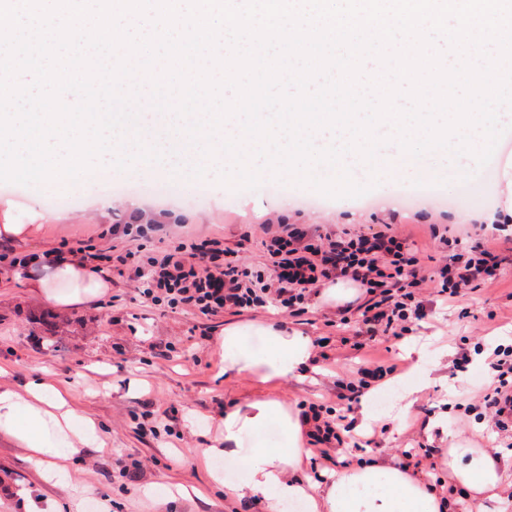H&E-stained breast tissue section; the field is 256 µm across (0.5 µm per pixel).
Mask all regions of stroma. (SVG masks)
Segmentation results:
<instances>
[{"label": "stroma", "mask_w": 512, "mask_h": 512, "mask_svg": "<svg viewBox=\"0 0 512 512\" xmlns=\"http://www.w3.org/2000/svg\"><path fill=\"white\" fill-rule=\"evenodd\" d=\"M448 188L408 201L401 184L379 186L358 198L320 203L319 193L298 186L288 196L235 191L211 184L198 191L194 181L180 179L183 197L155 199V209L171 217L172 224L192 230L197 237L223 231L224 244L241 247L249 262L260 261L262 251L251 237L253 224H306L326 230L349 217L370 223L371 205L394 195L397 223L406 224L414 239L428 238L430 227L447 223L461 211L476 215L499 211L500 202L512 197V132L496 145L489 177L480 178V194L457 203L448 199L449 188L460 186L461 163L448 156L436 161ZM77 206L58 210L49 202L56 188L0 183V225L6 219L27 227L24 236H0V248L20 254L42 252L74 235L97 236L112 223L111 212L94 204L104 196L101 183L85 180L73 191ZM47 280L40 288L38 280ZM73 297V304L54 303V296ZM339 301L321 295L316 310L306 318H289L276 308L217 317L170 313L141 302L128 275L112 272L101 288L88 277L61 278L55 268L32 266L0 273V390L26 395L31 381L42 379L67 391L72 406L91 418L99 442L71 449L69 476L56 483L50 475L55 461L48 454L34 460L6 430H0V512H266L263 500L225 493L214 480L221 457L210 447L222 446L224 413L231 408L251 412L254 403L278 400L298 406L322 396L328 405L343 407L334 387H320L312 375L296 380L262 381L255 372H239L224 362V329L246 328L243 343L256 353L265 350L256 334L257 323H277L286 332L330 340L329 353L337 370L356 369L361 354L346 344L351 327H328L324 317ZM512 341V265L504 277L476 291L462 307L428 305L426 316L412 335L375 357L398 363L400 370L389 387L363 398L355 411L357 430H364V410L385 417L367 449H349L346 461L333 458L318 465L303 462L300 479L315 474L334 477L343 463L397 459L411 442L425 440L444 447L456 445L498 453V464L512 474V451L498 448L490 423L458 428L454 401H463L488 378L483 356L474 354L465 371L452 368L457 351H473L475 344L497 345ZM423 362L430 375L424 387L408 392L405 383L411 363ZM166 407L171 432L183 436L182 448H166L153 435L137 429V422Z\"/></svg>", "instance_id": "35a3bbf8"}]
</instances>
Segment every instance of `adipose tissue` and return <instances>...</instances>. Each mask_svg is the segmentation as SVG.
<instances>
[{"label":"adipose tissue","mask_w":512,"mask_h":512,"mask_svg":"<svg viewBox=\"0 0 512 512\" xmlns=\"http://www.w3.org/2000/svg\"><path fill=\"white\" fill-rule=\"evenodd\" d=\"M270 347L262 360L241 349L242 331L224 330V359L238 371L262 370L266 377L290 379L302 376L312 356L309 337L286 335L273 326L262 327ZM31 400L10 390L0 391V427L16 437L33 454L50 451L52 438L77 436L80 444L95 443L93 422L74 409L51 385H30ZM267 423L275 424L281 444L269 448L255 444L247 457L248 477L243 482L227 480L228 493L262 498L269 512H280L285 502L297 497L320 500L323 512H450L452 500L436 487L417 482L397 460L376 461L339 472L328 489L303 484L296 471L305 453L297 413L276 400L257 402L251 415L233 409L224 414V445L239 446L245 431ZM443 463L453 478L476 491L496 487L504 477L495 461L484 452L450 448Z\"/></svg>","instance_id":"1"}]
</instances>
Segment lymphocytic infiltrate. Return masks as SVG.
I'll return each mask as SVG.
<instances>
[{"mask_svg": "<svg viewBox=\"0 0 512 512\" xmlns=\"http://www.w3.org/2000/svg\"><path fill=\"white\" fill-rule=\"evenodd\" d=\"M158 224H115L110 246L92 240L62 242L37 256L0 251V272L29 264L54 265L65 257L91 272L113 265L130 267L137 296L173 313L205 317L241 313L270 305L289 316L308 312L324 286L347 283L359 288L357 306L337 310L336 321L353 325V350L361 351L412 334L425 316L423 290L435 299L457 303L502 273L499 245L512 243L508 224L472 225L473 243L450 253L434 270L423 266L418 247L398 224H369L326 232L289 224L262 239V264L246 265L237 250L218 238L183 235L155 245ZM490 376L470 395L465 412L489 417L500 439H512V345H497L486 358ZM300 421L306 443L319 458L333 452L370 446L371 438L355 434L348 413L321 402L306 403Z\"/></svg>", "mask_w": 512, "mask_h": 512, "instance_id": "1", "label": "lymphocytic infiltrate"}]
</instances>
